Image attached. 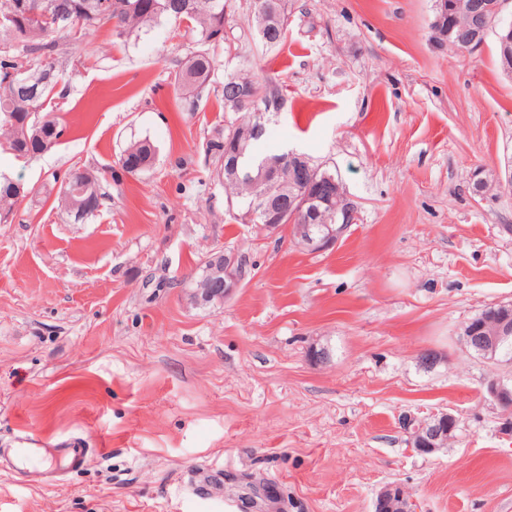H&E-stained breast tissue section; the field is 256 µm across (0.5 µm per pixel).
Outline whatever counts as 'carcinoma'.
Masks as SVG:
<instances>
[{
  "mask_svg": "<svg viewBox=\"0 0 512 512\" xmlns=\"http://www.w3.org/2000/svg\"><path fill=\"white\" fill-rule=\"evenodd\" d=\"M226 0H0V148L18 158L41 154L57 145L65 128L53 118H39L37 112L66 99L67 92L57 90L58 79L54 54L59 41L79 42L88 31L103 25L112 26L119 39L147 35L164 23L187 20L193 25L198 50L175 73L174 82L182 92L178 107L194 112L203 95L210 92L214 73L213 50L224 45ZM253 27L258 43L264 48L279 46L285 39L282 25L288 20L286 0H253ZM61 15L70 25L53 28L45 25V12ZM251 89L254 98L247 105L238 104L236 91ZM221 100L226 112L239 117L228 122L224 132L206 144L208 154L215 157L216 167L210 178L224 185L228 197L236 200L240 220L254 210L260 196L274 197L275 184L256 181L248 174L267 158L257 149L260 138L252 127L256 114L269 111L273 100L265 94L258 75L249 70L224 79ZM238 140L248 142L237 160L238 175L231 179L224 171V155ZM157 149L149 138L130 142L121 154L122 167L138 174L153 167ZM88 193L79 195L69 184L60 186L57 201L74 222L93 216L102 205L106 193L100 180L89 169H82ZM24 186L0 175V223L12 221L15 209L28 197Z\"/></svg>",
  "mask_w": 512,
  "mask_h": 512,
  "instance_id": "cac0c4a2",
  "label": "carcinoma"
}]
</instances>
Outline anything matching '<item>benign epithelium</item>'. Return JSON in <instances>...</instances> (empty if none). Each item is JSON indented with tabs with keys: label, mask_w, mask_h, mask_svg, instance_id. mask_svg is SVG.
Segmentation results:
<instances>
[{
	"label": "benign epithelium",
	"mask_w": 512,
	"mask_h": 512,
	"mask_svg": "<svg viewBox=\"0 0 512 512\" xmlns=\"http://www.w3.org/2000/svg\"><path fill=\"white\" fill-rule=\"evenodd\" d=\"M509 0H435L434 9L438 12V23L448 22V32L438 33L440 38L454 36L457 52L469 55L482 45L481 39L487 32L491 16H498L495 29L497 40L502 48V66L507 72L512 71V22L503 19V13ZM462 14L467 24L455 28L454 19ZM302 156L290 151L268 162L260 171V178L274 179L282 170L291 169L293 186L296 190L278 199L281 210L289 215V231L292 240L310 252H320L333 246L344 232L347 225L354 223L357 216L355 204L347 193L338 188L331 193L329 220L321 222V211L311 207L314 198L303 192L302 184L306 181V170L300 167ZM258 212L251 217L261 216L263 222L254 225L257 235L264 236L282 228L270 220L276 215L273 203L260 198L257 201ZM241 255L233 248L218 249L210 256L207 274L193 283L192 299L199 305L224 299L237 288L244 278L240 267ZM500 316L493 334L485 328L470 327L461 336L462 343L469 349H477L491 355V361L512 349V326L507 323L512 314L511 302L498 303ZM489 395L502 406H512V376L494 378L488 383ZM403 422L414 424L413 447L424 454H431L439 449L441 441L458 427V419L448 412H438L430 419L421 421L407 414ZM373 512H414V501L406 489L395 483L385 485L377 494Z\"/></svg>",
	"instance_id": "obj_1"
}]
</instances>
